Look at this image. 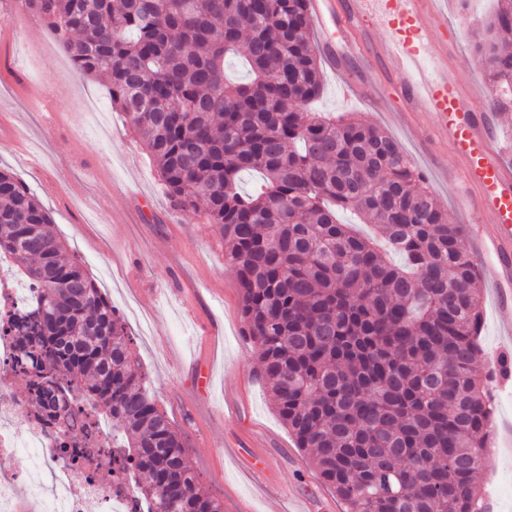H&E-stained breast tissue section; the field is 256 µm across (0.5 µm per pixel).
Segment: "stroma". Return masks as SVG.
Returning <instances> with one entry per match:
<instances>
[{
	"label": "stroma",
	"mask_w": 512,
	"mask_h": 512,
	"mask_svg": "<svg viewBox=\"0 0 512 512\" xmlns=\"http://www.w3.org/2000/svg\"><path fill=\"white\" fill-rule=\"evenodd\" d=\"M497 0H457L448 14V70L462 86L485 81L472 51L479 17ZM376 66L395 89L397 62L375 55L340 57V73L325 71L311 112L356 113L385 127L381 112L347 97L343 77ZM0 117L16 121L19 143L0 140V168L9 167L49 209L53 234L82 261L98 288L124 317L131 354L170 422L183 431L201 485L224 512H291L307 498L314 512H345L316 479L307 454L279 418L245 336L240 290L224 258V240L199 214L173 207L157 172L123 113L112 110L105 80L77 71L56 39L19 0H0ZM393 136L448 212L460 223L452 186L435 165L456 166L449 143L421 115ZM481 268L483 326L479 364L512 358V335L502 333L490 282ZM208 378H201V371ZM493 434L480 488L490 512H512V384L492 394ZM240 456L227 455V448ZM271 468L257 473L250 453Z\"/></svg>",
	"instance_id": "35a3bbf8"
}]
</instances>
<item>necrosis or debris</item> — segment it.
I'll use <instances>...</instances> for the list:
<instances>
[{"instance_id": "obj_1", "label": "necrosis or debris", "mask_w": 512, "mask_h": 512, "mask_svg": "<svg viewBox=\"0 0 512 512\" xmlns=\"http://www.w3.org/2000/svg\"><path fill=\"white\" fill-rule=\"evenodd\" d=\"M70 428L60 420L43 425L25 422V439L17 441L12 423L0 415V458L16 463L0 473V512H15L14 489L28 486L45 500V512H148L149 506L129 486L125 475L108 464L112 447V421L98 417L97 454L74 465L62 452Z\"/></svg>"}]
</instances>
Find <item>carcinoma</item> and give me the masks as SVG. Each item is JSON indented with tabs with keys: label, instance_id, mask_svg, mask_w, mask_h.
Instances as JSON below:
<instances>
[{
	"label": "carcinoma",
	"instance_id": "obj_1",
	"mask_svg": "<svg viewBox=\"0 0 512 512\" xmlns=\"http://www.w3.org/2000/svg\"><path fill=\"white\" fill-rule=\"evenodd\" d=\"M23 2L76 69L106 78L173 205L203 211L224 237L271 400L346 512H486L479 268L392 135L300 112L322 91L309 0ZM473 51L489 82L512 90V0ZM230 53L249 81L227 80ZM253 170L264 185L248 193L240 179ZM341 209L406 265L339 223ZM50 223L0 170V260L37 290L24 317L0 305L29 414L52 423L89 404L112 418V461L155 512H224L155 405L127 324ZM89 436L84 423L71 433L72 460Z\"/></svg>",
	"mask_w": 512,
	"mask_h": 512
}]
</instances>
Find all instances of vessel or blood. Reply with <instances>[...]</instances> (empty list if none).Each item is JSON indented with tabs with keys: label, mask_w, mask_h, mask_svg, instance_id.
<instances>
[{
	"label": "vessel or blood",
	"mask_w": 512,
	"mask_h": 512,
	"mask_svg": "<svg viewBox=\"0 0 512 512\" xmlns=\"http://www.w3.org/2000/svg\"><path fill=\"white\" fill-rule=\"evenodd\" d=\"M452 0H310L314 25L335 27L349 37L356 22L380 20L389 34L386 56L402 66V102L384 101L388 122L404 127L412 113L425 115L438 136L449 141L457 167L439 168L441 181L474 187L458 196L462 212L487 217L486 230L476 232L477 263L494 262L498 276L491 283L500 308L512 312V165L496 145L491 116L485 110L482 85L462 89L448 74L447 41L433 36L429 19L447 20Z\"/></svg>",
	"instance_id": "1"
}]
</instances>
